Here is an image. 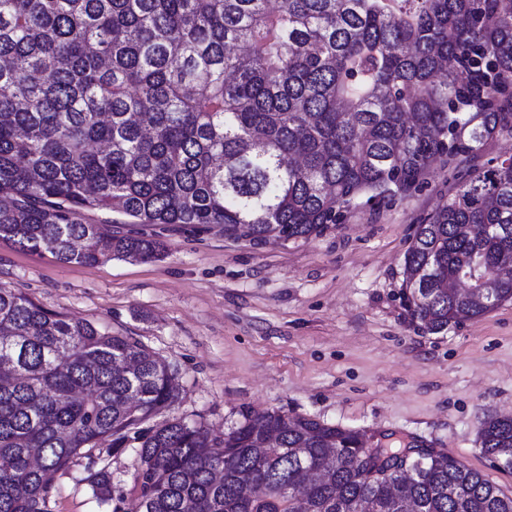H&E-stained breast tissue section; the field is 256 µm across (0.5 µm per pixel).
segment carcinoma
Masks as SVG:
<instances>
[{"instance_id":"carcinoma-1","label":"carcinoma","mask_w":512,"mask_h":512,"mask_svg":"<svg viewBox=\"0 0 512 512\" xmlns=\"http://www.w3.org/2000/svg\"><path fill=\"white\" fill-rule=\"evenodd\" d=\"M506 131L512 0H0V239L60 263L164 253L144 232L100 233L97 212L307 238ZM506 263L512 157L472 168L418 225L406 308L431 334L479 318L512 300ZM2 358L0 512H50L56 475L103 441L140 459L133 512H512L455 457L408 479V449L363 461L360 433L313 418L246 412L222 437L155 424L178 397L171 363L0 284ZM477 436L512 474V417ZM244 476L262 496L241 495ZM86 480L110 495L106 469Z\"/></svg>"}]
</instances>
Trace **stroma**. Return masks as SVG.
I'll return each mask as SVG.
<instances>
[{"instance_id": "stroma-1", "label": "stroma", "mask_w": 512, "mask_h": 512, "mask_svg": "<svg viewBox=\"0 0 512 512\" xmlns=\"http://www.w3.org/2000/svg\"><path fill=\"white\" fill-rule=\"evenodd\" d=\"M466 169L433 161L415 189L362 205L342 223L288 241H253L167 224L148 261L63 264L0 239V283L46 307L142 342L179 371L171 413L219 436L241 411L278 409L462 460L512 494L477 442L488 416H512V301L428 333L401 296L418 224L446 205ZM112 474L102 502L86 460L56 480L51 512H130L135 452L101 443Z\"/></svg>"}]
</instances>
